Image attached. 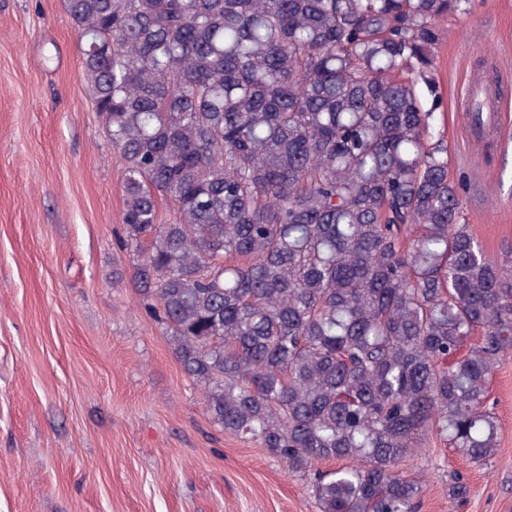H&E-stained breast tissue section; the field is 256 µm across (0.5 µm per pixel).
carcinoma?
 Listing matches in <instances>:
<instances>
[{
	"label": "carcinoma",
	"instance_id": "cac0c4a2",
	"mask_svg": "<svg viewBox=\"0 0 512 512\" xmlns=\"http://www.w3.org/2000/svg\"><path fill=\"white\" fill-rule=\"evenodd\" d=\"M466 2L66 0L142 306L211 419L314 472L320 512H419L400 465L433 436L497 454L512 246L486 254L431 132ZM491 95L465 103L489 144Z\"/></svg>",
	"mask_w": 512,
	"mask_h": 512
}]
</instances>
